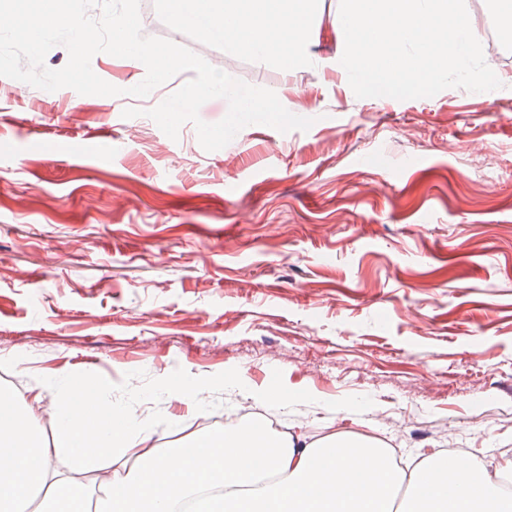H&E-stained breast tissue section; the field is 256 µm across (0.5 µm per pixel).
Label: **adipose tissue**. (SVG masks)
I'll return each mask as SVG.
<instances>
[{
  "instance_id": "obj_1",
  "label": "adipose tissue",
  "mask_w": 512,
  "mask_h": 512,
  "mask_svg": "<svg viewBox=\"0 0 512 512\" xmlns=\"http://www.w3.org/2000/svg\"><path fill=\"white\" fill-rule=\"evenodd\" d=\"M176 27L184 8L203 15L194 34L211 41L221 28L225 46L245 55L307 64L305 44L313 16L304 0H163ZM39 391L18 397L0 387V512H174L197 498L199 512H512V497L497 491L499 471L475 457L463 468L450 454L424 456L400 470L392 449L335 433L312 444L259 424L232 425L199 434L180 446L148 445L142 422L103 397L60 391L52 440L33 424ZM67 453L81 467L112 452L134 466L114 475L96 508L66 504L63 481L50 471L53 454ZM405 498H398L399 488Z\"/></svg>"
}]
</instances>
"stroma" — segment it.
<instances>
[{
    "mask_svg": "<svg viewBox=\"0 0 512 512\" xmlns=\"http://www.w3.org/2000/svg\"><path fill=\"white\" fill-rule=\"evenodd\" d=\"M340 0H314L313 65L201 56L312 119L205 151L146 97L48 95L0 77V384L65 378L159 444L241 420L354 433L403 465L455 443L512 461V38L492 95L357 98L336 65ZM122 88L146 70L93 57ZM112 143L108 161L82 152ZM210 381L196 411L165 387ZM274 387L288 405L255 395Z\"/></svg>",
    "mask_w": 512,
    "mask_h": 512,
    "instance_id": "1",
    "label": "stroma"
}]
</instances>
